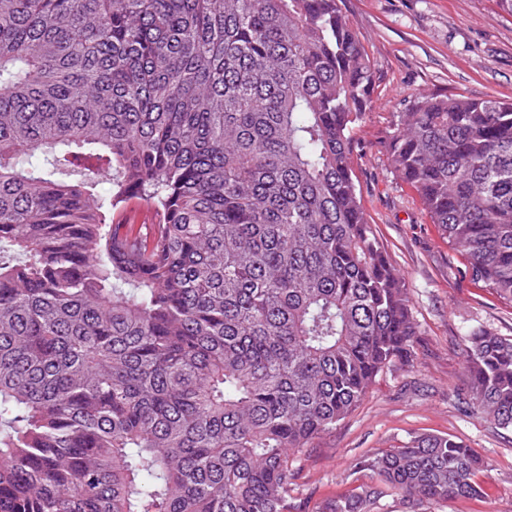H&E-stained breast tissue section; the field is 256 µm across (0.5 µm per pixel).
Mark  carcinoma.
I'll use <instances>...</instances> for the list:
<instances>
[{"mask_svg":"<svg viewBox=\"0 0 512 512\" xmlns=\"http://www.w3.org/2000/svg\"><path fill=\"white\" fill-rule=\"evenodd\" d=\"M340 3L0 0V512H288L295 456L409 363ZM384 148L512 302V103L422 96ZM464 363L463 408L512 430V338L470 332ZM360 464L378 483L324 512L475 497L485 467L448 435Z\"/></svg>","mask_w":512,"mask_h":512,"instance_id":"cac0c4a2","label":"carcinoma"}]
</instances>
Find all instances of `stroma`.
Here are the masks:
<instances>
[{
	"label": "stroma",
	"mask_w": 512,
	"mask_h": 512,
	"mask_svg": "<svg viewBox=\"0 0 512 512\" xmlns=\"http://www.w3.org/2000/svg\"><path fill=\"white\" fill-rule=\"evenodd\" d=\"M377 73L373 107L352 156L362 203L404 276L419 329L410 365L384 371L363 401L300 454L289 512H323L337 497L376 484L360 460L421 434L451 435L487 463L474 498L424 502L416 512H512V431L464 413L468 332L512 337V303L471 277L467 258L432 224L395 172L383 143L419 96L463 94L512 101V15L497 0H343Z\"/></svg>",
	"instance_id": "35a3bbf8"
}]
</instances>
